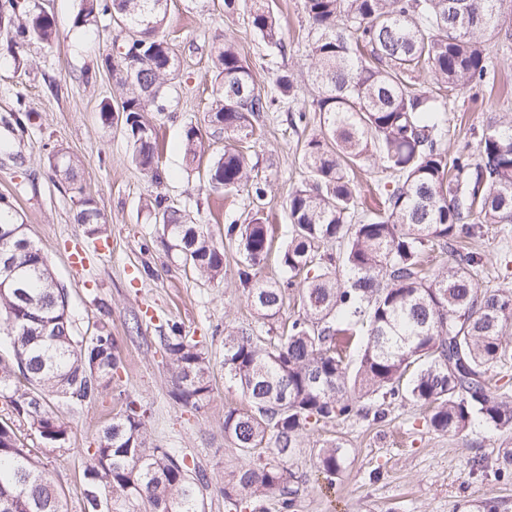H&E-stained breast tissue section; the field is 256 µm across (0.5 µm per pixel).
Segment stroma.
<instances>
[{
	"label": "stroma",
	"mask_w": 512,
	"mask_h": 512,
	"mask_svg": "<svg viewBox=\"0 0 512 512\" xmlns=\"http://www.w3.org/2000/svg\"><path fill=\"white\" fill-rule=\"evenodd\" d=\"M39 4L55 21L52 46L34 43L15 64L11 35L0 29V196L11 203L28 236L41 247L56 280L64 288L76 335L89 337L108 324L123 364L109 387L78 410H63L68 437L63 446L47 443L27 424L19 431L37 449L49 479L63 491L68 512H82L87 451L126 400L146 409L151 445L184 456L198 475L203 512H235L224 500V475L245 465V458L224 438L225 411L245 408L240 391L224 378V331L246 328L266 335L247 292L238 281L241 257L224 246V280L212 282L184 267L168 247L162 226L148 205L156 197L185 206L192 223L203 225L223 241L224 226L248 223L263 212L275 244L288 239L286 203L303 181L302 154L307 141L320 135L318 117L292 125L285 106L264 114L243 145L253 164L254 180L266 183L267 196L257 202L247 192L221 198L203 191L204 166L188 164L180 149L185 125L208 126V109L216 87L212 43L223 35L236 42L250 64L256 83L272 88L276 75L288 70L300 84L298 100H312V34L304 0H273L285 37L284 50L268 47L250 25L252 0H237L228 13L224 0H168L166 35L181 56V72L169 86L162 109L149 113L162 150L156 173L131 161L122 124L104 121L101 100L113 90L103 61L121 35L110 16L78 28L79 0H26ZM491 54L500 64L495 83L452 95L448 142L462 144L481 134L495 112L512 113V38H496ZM32 114L27 128L12 120L18 108ZM62 149L80 161V181L103 217L104 232L91 240L75 220L77 199L65 184L52 179L49 152ZM470 249L487 264L483 284L503 285L501 261L512 239L498 226L485 225L469 239ZM202 340L208 357L211 391L195 409L175 402L169 358L160 344L171 324ZM424 410L396 402L384 419L354 418L318 426L303 436L289 457L296 472V506L292 512H473L486 498L512 512V474L500 475L498 456L512 449V430L476 426L459 434L440 435L424 425ZM339 439L347 457L327 486L315 467L318 449Z\"/></svg>",
	"instance_id": "35a3bbf8"
}]
</instances>
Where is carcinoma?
I'll return each instance as SVG.
<instances>
[{"label": "carcinoma", "instance_id": "carcinoma-1", "mask_svg": "<svg viewBox=\"0 0 512 512\" xmlns=\"http://www.w3.org/2000/svg\"><path fill=\"white\" fill-rule=\"evenodd\" d=\"M159 0H80L75 24L89 26L101 15L120 18L123 51L105 58L116 87L100 103L108 121L122 114L137 166L154 170L159 140L145 117L149 106L176 79L177 56L164 30L167 6ZM504 0H304L314 39L309 72L316 90L311 107L320 113L321 136L304 146L308 179L288 197L291 222L280 264L283 281L256 279L272 239L262 218L227 224L224 238L242 261L238 280L262 319L278 320L286 292L300 289L302 312L272 342L247 330L224 331V377L247 399L248 408L224 412V436L245 455L262 448L266 457L224 478V499L236 506L284 495L295 474L288 457L308 427L354 416L380 420L386 407L409 399L426 408L436 434L471 426L512 429V395L494 382L492 371L505 356L503 337L512 328V287L480 283L483 257L461 252L459 239L481 224H512V114L490 118L476 146L450 151L449 107L418 87L426 72L455 92L495 80L491 44L512 29V5ZM14 45H51L52 16L0 4V27ZM251 27L266 44L284 51L279 17L269 0H254ZM216 80L209 125L212 136L241 139L278 100L293 102L294 74L280 72L274 91L257 88L251 66L235 44L212 45ZM203 134L189 125L184 158L202 159ZM53 176L80 194L76 221L101 232V214L83 195L79 164L63 150L49 158ZM380 162L391 179L377 187L378 208L364 207L351 173ZM248 155L228 144L206 168L212 193L247 190L261 201L266 186L250 179ZM161 222L185 265L208 280L224 279V248L188 222L186 207L156 202ZM0 253L20 278L18 288H0V333L11 357L0 358V384L24 382L11 396L14 417L50 443L65 441L68 426L47 401L54 396L71 409L91 403L112 381L121 357L109 330L84 340L75 335L64 290L41 248L28 237L9 203L0 206ZM334 243L336 251L322 250ZM448 252V264L428 266L431 251ZM314 273L298 283L303 270ZM175 400L200 407L210 390L201 342L173 323L163 337ZM354 349L349 372L344 354ZM146 410L135 402L102 430L84 473V512H201L197 483L184 459L149 445ZM345 449L332 440L320 448L316 465L333 484ZM64 494L47 478L36 451L25 445L12 422H0V512H67Z\"/></svg>", "mask_w": 512, "mask_h": 512}]
</instances>
